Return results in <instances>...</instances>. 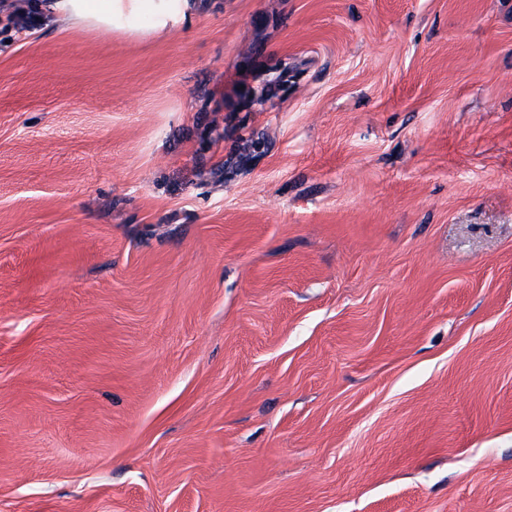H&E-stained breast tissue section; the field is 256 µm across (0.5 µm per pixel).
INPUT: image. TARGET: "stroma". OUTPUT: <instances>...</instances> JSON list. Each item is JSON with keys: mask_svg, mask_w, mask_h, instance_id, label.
<instances>
[{"mask_svg": "<svg viewBox=\"0 0 512 512\" xmlns=\"http://www.w3.org/2000/svg\"><path fill=\"white\" fill-rule=\"evenodd\" d=\"M0 512H512V0L0 49Z\"/></svg>", "mask_w": 512, "mask_h": 512, "instance_id": "1", "label": "stroma"}]
</instances>
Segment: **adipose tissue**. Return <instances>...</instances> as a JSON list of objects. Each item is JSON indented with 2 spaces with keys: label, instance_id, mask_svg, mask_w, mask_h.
Masks as SVG:
<instances>
[{
  "label": "adipose tissue",
  "instance_id": "obj_1",
  "mask_svg": "<svg viewBox=\"0 0 512 512\" xmlns=\"http://www.w3.org/2000/svg\"><path fill=\"white\" fill-rule=\"evenodd\" d=\"M201 5V0H48L44 10L67 14L86 27H109L130 35L158 34L181 24ZM149 17L147 27L137 24Z\"/></svg>",
  "mask_w": 512,
  "mask_h": 512
}]
</instances>
